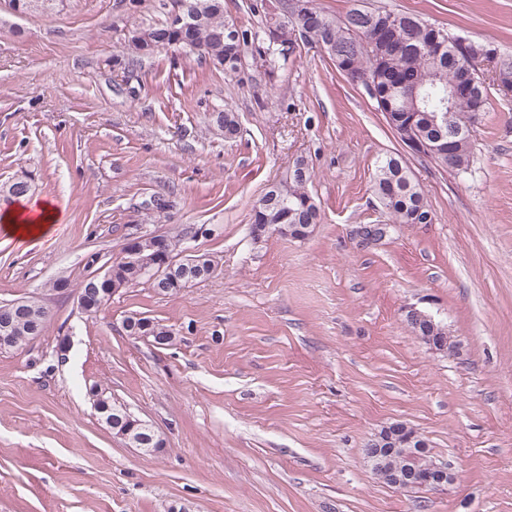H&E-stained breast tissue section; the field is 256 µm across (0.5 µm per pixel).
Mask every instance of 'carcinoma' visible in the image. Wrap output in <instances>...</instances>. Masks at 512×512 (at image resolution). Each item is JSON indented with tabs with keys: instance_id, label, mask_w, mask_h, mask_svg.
<instances>
[{
	"instance_id": "carcinoma-1",
	"label": "carcinoma",
	"mask_w": 512,
	"mask_h": 512,
	"mask_svg": "<svg viewBox=\"0 0 512 512\" xmlns=\"http://www.w3.org/2000/svg\"><path fill=\"white\" fill-rule=\"evenodd\" d=\"M28 14H47L63 0H21ZM188 3L198 6L194 26L182 30L167 21L134 32L128 50L134 56L147 55L158 48H184V41L199 47L198 54L208 58L226 75L239 72L241 55L248 48L259 54L267 50L265 38L241 28L237 21L224 15V0H174V5ZM307 33L300 40H288V48L322 43L324 53L336 66L346 70L345 78L356 86L377 84L390 91L393 111L412 112L419 109L415 135L426 144L438 139L450 142L448 154H431L429 158L442 168L453 172L470 169L474 144L469 136L471 127L486 111L489 93L497 81L512 82V56L498 57L491 68V81H486L479 68L477 47L481 43L448 34V29L417 15L371 7L365 0H353L352 7L338 15L320 3L306 0L305 13L289 19ZM439 34L441 45L433 44ZM456 90L450 102L453 123L466 135L449 136L448 127L437 126L430 116L442 107L441 93L448 87ZM207 129L231 142L240 133L236 113L217 110L209 113ZM312 171L308 163L298 159L277 182L278 192L269 197L265 191L254 203L252 221L256 224H318L320 206L309 192ZM373 194L394 224H413L415 212L426 207L410 170L395 156L380 161L373 175ZM33 184L6 181L0 184V205H10L30 195ZM163 245L181 266L184 258L183 238L164 237ZM50 318V311L40 296H29L0 304V322L9 320L18 346L40 335Z\"/></svg>"
}]
</instances>
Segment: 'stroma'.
<instances>
[{
    "label": "stroma",
    "mask_w": 512,
    "mask_h": 512,
    "mask_svg": "<svg viewBox=\"0 0 512 512\" xmlns=\"http://www.w3.org/2000/svg\"><path fill=\"white\" fill-rule=\"evenodd\" d=\"M512 55V0H373ZM172 0H64L17 17L0 0V182L28 173L60 214L51 235L0 230V304L43 297L42 336L0 353V512H512V98L492 93L468 172L395 138L362 87L318 49L247 52L228 76L159 49L126 63L133 31ZM236 112L227 142L205 115ZM402 158L431 212L373 244L388 218L380 160ZM322 219L305 241L254 238L251 209L297 158ZM166 219L146 218L152 197ZM187 233L216 272L173 296L125 288L97 315L73 287L130 236ZM67 292L45 285L60 277ZM450 330L433 353L409 308ZM167 325L132 342L122 321ZM71 347L66 360L56 349ZM99 386L158 430L164 452L114 437ZM401 422L452 463L442 490L375 478L363 449ZM133 317H134V315L128 316L127 318H125V320L123 322V328L126 332V335L129 336L131 339H134V340H145L146 339V340H150L151 342L155 343L156 345L167 344V343H162V342L158 341L157 340L158 336H169L168 342L173 340L174 332L172 331V329H170L166 325L160 324L158 322L151 320L150 318L143 317V316H140V317H143L142 319L149 320L152 322L151 335H149L147 337H142V336L137 337V336L132 335V333L127 329V327L124 326V323L131 320ZM145 320H142L137 324H136V322L132 321L131 325L132 326L134 325V330H136L138 333H146L150 329V326H149V322L145 321ZM135 324H136V326H135ZM126 325L127 326L130 325V322H127Z\"/></svg>",
    "instance_id": "stroma-1"
}]
</instances>
